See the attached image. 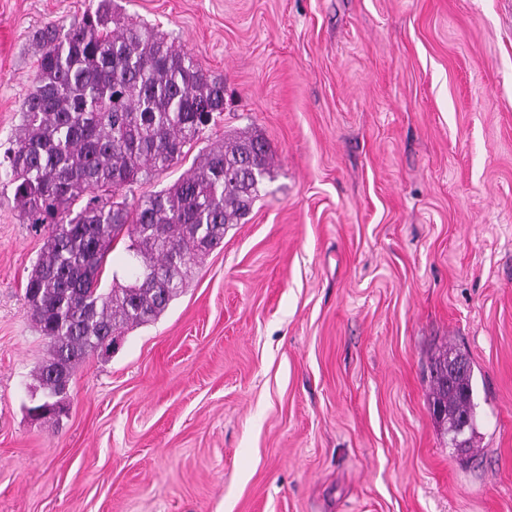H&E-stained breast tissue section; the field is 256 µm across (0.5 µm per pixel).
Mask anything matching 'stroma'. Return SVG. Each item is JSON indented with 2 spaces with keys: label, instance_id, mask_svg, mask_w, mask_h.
<instances>
[{
  "label": "stroma",
  "instance_id": "1",
  "mask_svg": "<svg viewBox=\"0 0 512 512\" xmlns=\"http://www.w3.org/2000/svg\"><path fill=\"white\" fill-rule=\"evenodd\" d=\"M95 0H0V159L36 32ZM224 79V112L137 203L225 136L262 137L244 223L154 322L30 407L49 347L24 301L43 233L0 179V512H512V0H112ZM474 365L476 454L431 366Z\"/></svg>",
  "mask_w": 512,
  "mask_h": 512
}]
</instances>
